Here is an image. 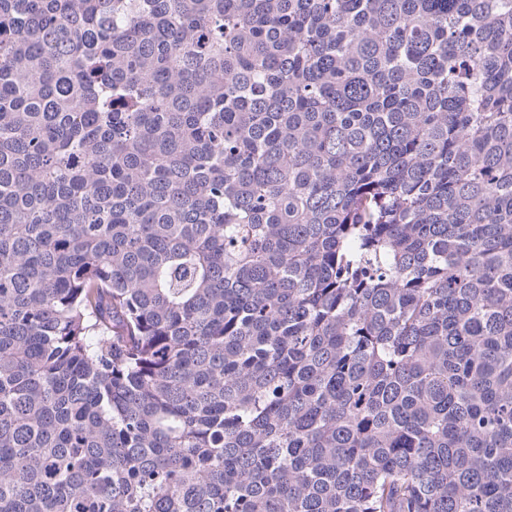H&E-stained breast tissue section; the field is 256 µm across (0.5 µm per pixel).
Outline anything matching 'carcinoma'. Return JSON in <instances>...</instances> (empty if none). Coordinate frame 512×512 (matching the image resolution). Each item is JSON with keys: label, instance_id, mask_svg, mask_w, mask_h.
<instances>
[{"label": "carcinoma", "instance_id": "carcinoma-1", "mask_svg": "<svg viewBox=\"0 0 512 512\" xmlns=\"http://www.w3.org/2000/svg\"><path fill=\"white\" fill-rule=\"evenodd\" d=\"M0 512H512V0H0Z\"/></svg>", "mask_w": 512, "mask_h": 512}]
</instances>
